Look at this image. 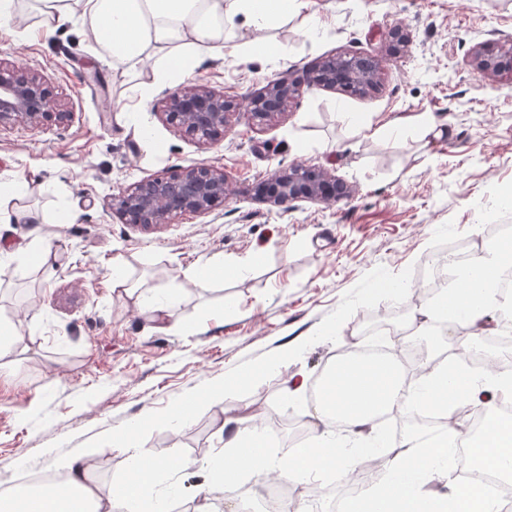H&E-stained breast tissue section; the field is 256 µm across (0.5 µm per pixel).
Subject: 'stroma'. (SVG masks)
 Returning <instances> with one entry per match:
<instances>
[{
  "label": "stroma",
  "instance_id": "1",
  "mask_svg": "<svg viewBox=\"0 0 512 512\" xmlns=\"http://www.w3.org/2000/svg\"><path fill=\"white\" fill-rule=\"evenodd\" d=\"M27 22L36 33L24 41L0 29V59L45 75L71 119L0 128V182L19 183L0 213L38 216L0 222V247L53 245L40 266L0 262V313L18 322L16 362L0 372V492L90 450L106 463L98 484L109 485L130 462L127 449L110 446L113 432L294 346L299 355L282 357L230 402L263 412L270 428L287 419L289 442L308 436L309 385L344 348L361 345L362 318L391 309L377 288L414 284L424 260L455 244L482 249L488 225L512 221V75L472 66L480 45L512 37V0H302L262 30L279 54L244 57L251 28L239 16L223 57L164 80L150 66L113 64L80 23L57 27L35 14ZM395 26L411 39L398 54L385 40ZM341 51L379 57L378 90L305 84L283 116L255 128L232 116L209 144L163 116L180 87L205 84L242 99ZM427 112L446 135L423 134ZM356 117L371 118V130L358 131ZM196 162L233 181L215 211L152 229L113 212L119 189ZM294 163L335 174L350 197L285 209L254 199L258 178ZM64 213L70 222H60ZM206 261L230 275L205 288L186 284V271ZM116 263L176 294L172 313L193 335L137 309L135 294L113 281ZM292 377L305 388L290 397ZM233 433L217 406L175 432L143 430L154 455L192 462L159 478L179 512H190L206 477L200 461Z\"/></svg>",
  "mask_w": 512,
  "mask_h": 512
}]
</instances>
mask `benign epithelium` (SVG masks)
Returning a JSON list of instances; mask_svg holds the SVG:
<instances>
[{
    "mask_svg": "<svg viewBox=\"0 0 512 512\" xmlns=\"http://www.w3.org/2000/svg\"><path fill=\"white\" fill-rule=\"evenodd\" d=\"M482 74H512V38L508 45L485 44L475 53ZM305 79L327 89L366 93L381 82L380 60L372 56L336 53L318 60ZM301 81L277 79L249 98L247 104L205 85L184 86L166 100V120L202 140L216 139L229 117L244 113L254 126L266 125L286 112ZM48 79L35 71L0 60V128L17 123L40 124L70 120ZM231 193V180L222 169L205 162L183 167L162 177L139 181L112 195V210L148 229L169 224L184 213H209ZM257 198L281 207L294 201L331 202L349 197L345 182L325 170L304 164L279 168L255 184Z\"/></svg>",
    "mask_w": 512,
    "mask_h": 512,
    "instance_id": "1",
    "label": "benign epithelium"
}]
</instances>
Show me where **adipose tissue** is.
Wrapping results in <instances>:
<instances>
[{
  "label": "adipose tissue",
  "instance_id": "ef3b65f1",
  "mask_svg": "<svg viewBox=\"0 0 512 512\" xmlns=\"http://www.w3.org/2000/svg\"><path fill=\"white\" fill-rule=\"evenodd\" d=\"M295 0H31L34 11L64 25L78 20L91 41L113 62L136 66L152 59L164 74H191L206 57H223L227 48L224 27L237 14L251 25L264 27L287 15ZM512 268V239L487 242L480 254L455 271V287L422 307L424 315L447 317L449 323L482 335L488 315L499 306L497 290L505 269ZM458 354L447 360L427 359L415 383H406L396 357L363 360L349 355L334 362L324 374V386L308 414L314 433L303 443L272 454L270 441L258 432L254 416H237L228 396L273 371L266 360L226 376L222 385L175 404L161 421L177 429L188 424L202 407L221 406L225 421L236 431L224 450L203 461L209 479L196 494L194 512H213L222 501L227 512H238L237 498L243 476L260 483L310 479L325 470L342 467L347 454L336 444L339 420L358 443L357 464L374 458L382 443L370 428L377 416L390 410L411 412L439 406L453 416L462 406L512 404V371L505 365L476 375L459 367ZM141 421L130 423L111 438L113 447L132 449L128 475L107 486L95 483L94 456L85 453L64 464L62 493L48 486L36 489L17 485L0 494V512H170L167 498L156 491L159 471L185 469L183 458L154 457L139 448ZM400 453L385 465V481L365 487L349 498L346 512H434L432 480L449 488L448 512H503L502 504L478 484L460 483L454 476L458 456L453 439L421 440L403 437ZM468 462L512 475V420L484 428L471 442Z\"/></svg>",
  "mask_w": 512,
  "mask_h": 512
}]
</instances>
